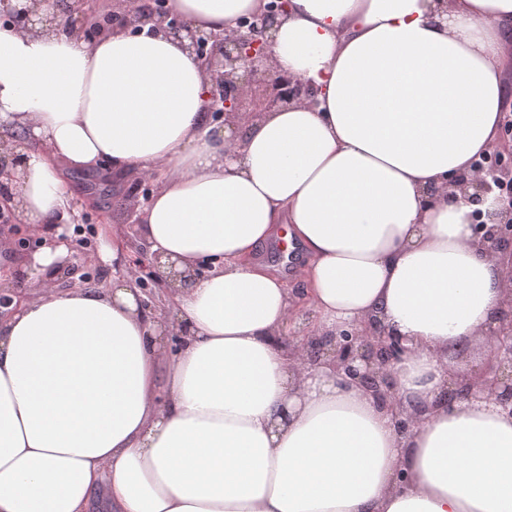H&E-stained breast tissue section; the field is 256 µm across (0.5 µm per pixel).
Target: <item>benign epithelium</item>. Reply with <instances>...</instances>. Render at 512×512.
Returning <instances> with one entry per match:
<instances>
[{
	"label": "benign epithelium",
	"instance_id": "7a95c632",
	"mask_svg": "<svg viewBox=\"0 0 512 512\" xmlns=\"http://www.w3.org/2000/svg\"><path fill=\"white\" fill-rule=\"evenodd\" d=\"M89 0H0V19L26 31L35 30L36 17L41 7L53 8L47 19L59 23L70 33L88 41L107 30L130 29L134 32L151 23L154 28L177 35L188 33L191 45L205 67L210 84V111L220 116H257L273 112L294 102L311 97L309 86L276 75L270 66L272 30L278 16L287 11L288 0H269L259 13L243 17L232 33L193 30L169 7L168 0H153L139 9H132L129 0H114L112 12L94 20L89 19L86 5ZM260 88L261 94L248 98V92ZM497 163L490 167L497 187H512V152L494 154ZM473 188V202L490 191L483 179L468 181L465 178L448 182V196H454L457 188ZM505 218L496 224L484 222L474 225L478 244L488 253L512 250V199L499 195ZM158 258H146L138 266L142 275L135 285L146 290L159 285L155 267ZM501 327L497 336L494 358L485 372L477 377L455 375L448 387L445 399L448 403L460 400L491 401L500 411L512 416V315L499 317ZM306 363L310 367L327 365L333 372L343 375L371 392L392 413L398 434L406 436L413 430L416 420L404 412L396 402L390 369L401 362L409 348L404 339L389 334L376 323L363 330L350 328L334 336L312 338L305 341Z\"/></svg>",
	"mask_w": 512,
	"mask_h": 512
}]
</instances>
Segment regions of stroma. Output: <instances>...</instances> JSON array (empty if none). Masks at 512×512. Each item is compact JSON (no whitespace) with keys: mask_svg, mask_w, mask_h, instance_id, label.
Segmentation results:
<instances>
[{"mask_svg":"<svg viewBox=\"0 0 512 512\" xmlns=\"http://www.w3.org/2000/svg\"><path fill=\"white\" fill-rule=\"evenodd\" d=\"M65 179L72 190V204L77 212L74 241L65 257L66 264L76 272L62 280L65 288H105L112 281L111 265L94 259L101 241L111 239L112 227L122 228L125 242L132 258L149 256L150 249L136 225L131 224L133 208L143 204L146 193L158 186V179L134 177L120 182H110L99 175L78 170H65ZM9 235L13 248L6 259L0 260V273L13 277L17 283L26 284L27 274L23 263L39 241L38 235L24 224H1L0 235ZM90 272L89 280H82L81 272Z\"/></svg>","mask_w":512,"mask_h":512,"instance_id":"35a3bbf8","label":"stroma"}]
</instances>
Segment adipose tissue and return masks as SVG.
<instances>
[{
    "label": "adipose tissue",
    "mask_w": 512,
    "mask_h": 512,
    "mask_svg": "<svg viewBox=\"0 0 512 512\" xmlns=\"http://www.w3.org/2000/svg\"><path fill=\"white\" fill-rule=\"evenodd\" d=\"M170 4L229 32L263 0ZM511 24L512 0H290L271 66L310 100L218 126L186 36L0 23L9 207L61 232L64 169L162 173L140 229L164 283L146 307L118 230L111 287L52 285L53 240L25 265L38 296L0 277V512H512V416L437 402L449 351L489 359L512 309V257L474 235L497 194H448L495 143ZM279 235L307 257L303 297L255 260ZM373 320L411 347L405 437L302 359L304 337Z\"/></svg>",
    "instance_id": "obj_1"
}]
</instances>
